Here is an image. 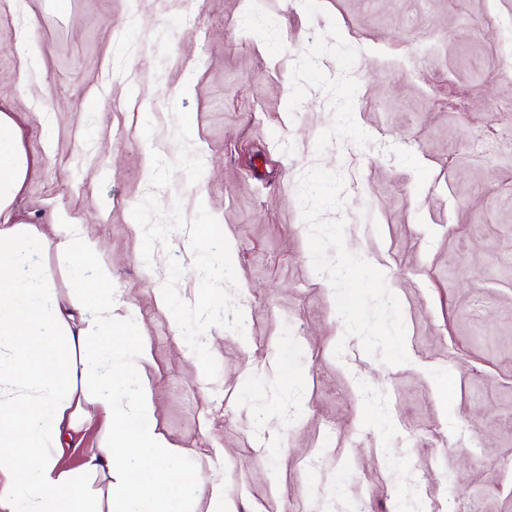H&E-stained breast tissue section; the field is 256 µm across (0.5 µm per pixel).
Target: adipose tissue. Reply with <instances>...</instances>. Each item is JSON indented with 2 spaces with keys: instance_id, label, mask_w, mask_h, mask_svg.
I'll return each mask as SVG.
<instances>
[{
  "instance_id": "1",
  "label": "adipose tissue",
  "mask_w": 512,
  "mask_h": 512,
  "mask_svg": "<svg viewBox=\"0 0 512 512\" xmlns=\"http://www.w3.org/2000/svg\"><path fill=\"white\" fill-rule=\"evenodd\" d=\"M30 169L17 122L0 111V459L10 461L0 468V512H103L97 497L59 471L51 454L83 412L70 358L92 339L98 348L88 370L109 427L85 473L113 478L110 512H190L197 475L171 473L169 448L132 421L152 414L153 393L139 391L129 412L113 406L137 379L142 356L95 240L81 224L52 227L59 255L80 261V297L66 308L42 268L44 232L15 218Z\"/></svg>"
}]
</instances>
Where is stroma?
I'll use <instances>...</instances> for the list:
<instances>
[{
	"label": "stroma",
	"mask_w": 512,
	"mask_h": 512,
	"mask_svg": "<svg viewBox=\"0 0 512 512\" xmlns=\"http://www.w3.org/2000/svg\"><path fill=\"white\" fill-rule=\"evenodd\" d=\"M177 102L204 172L155 190ZM0 110L17 218L85 225L112 268L193 512H512V0H0ZM151 192L230 245L212 381L161 300L171 257L197 298L187 229L142 256ZM82 388L74 475L103 442Z\"/></svg>",
	"instance_id": "stroma-1"
}]
</instances>
